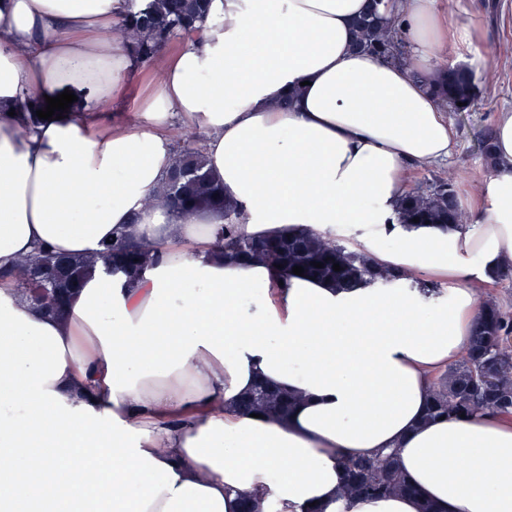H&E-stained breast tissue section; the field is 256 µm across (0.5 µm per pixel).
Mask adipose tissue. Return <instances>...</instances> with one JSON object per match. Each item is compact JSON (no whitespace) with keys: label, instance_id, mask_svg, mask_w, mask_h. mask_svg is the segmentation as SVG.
Segmentation results:
<instances>
[{"label":"adipose tissue","instance_id":"obj_1","mask_svg":"<svg viewBox=\"0 0 512 512\" xmlns=\"http://www.w3.org/2000/svg\"><path fill=\"white\" fill-rule=\"evenodd\" d=\"M147 0H0V512H512V416L432 419L467 353L480 297L512 272V111L471 224L406 228L410 169L454 136L430 86L480 70L452 0H389L412 52L352 49L365 0H212L199 37L160 54L131 118L120 34ZM82 111L30 125L64 90ZM204 134L238 234L348 237L403 277L352 287L224 249L223 213L157 200L173 122ZM125 237L137 273L92 266L61 311L22 300L13 271L47 247L87 257ZM443 284L423 293L416 279ZM287 413L239 406L257 383ZM395 452L414 491L346 498L345 462Z\"/></svg>","mask_w":512,"mask_h":512}]
</instances>
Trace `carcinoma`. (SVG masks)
Here are the masks:
<instances>
[{
  "label": "carcinoma",
  "instance_id": "1",
  "mask_svg": "<svg viewBox=\"0 0 512 512\" xmlns=\"http://www.w3.org/2000/svg\"><path fill=\"white\" fill-rule=\"evenodd\" d=\"M211 0H153L144 10L130 13L122 29L131 44L138 62H149L177 36L193 37L195 19L204 13ZM356 48L400 62L402 53L396 47L390 32V22L377 5L357 23ZM436 95L454 112L468 111L474 98L471 77L462 71H448L438 79ZM162 193L168 201H177L184 209L200 206L224 212V248L248 258H259L278 269L281 276H288L295 266L304 273L328 278L339 286H348L365 277H380L379 270L359 254L349 252L337 241H326L314 233H301L293 237L279 236L263 241H253L236 233L233 216L235 207L224 201V190L214 183L204 168L198 149L190 144L180 147ZM403 217L407 221L419 218V223L448 224L460 222V212L453 184L436 182L425 191H413L403 201ZM143 248L133 247L121 239L106 247L102 262L124 272L140 269ZM56 256L45 251L25 263L20 286L34 287L32 275ZM63 268L54 281L55 288H74L86 275L95 260L80 256H62ZM314 262L323 267L312 266ZM339 264L336 272L333 264ZM512 333V315L502 311L493 302L482 305L480 329L473 336L467 354L448 379L438 383L432 394L428 416L477 415L483 412L509 413L512 411V362L498 348L502 337ZM493 377L487 385L485 379ZM290 406L288 396L264 384L241 401V407L250 412L284 410ZM347 484L344 495L373 497L393 492L411 493L413 488L396 465L392 454L378 457H361L347 462Z\"/></svg>",
  "mask_w": 512,
  "mask_h": 512
}]
</instances>
